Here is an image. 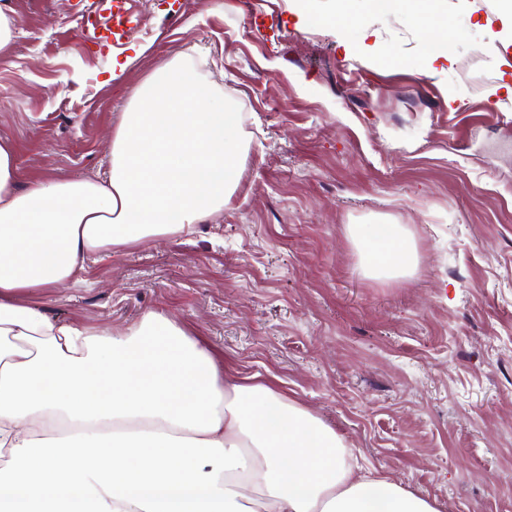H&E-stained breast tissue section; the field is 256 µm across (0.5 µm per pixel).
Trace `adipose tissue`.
Wrapping results in <instances>:
<instances>
[{"instance_id": "ef3b65f1", "label": "adipose tissue", "mask_w": 512, "mask_h": 512, "mask_svg": "<svg viewBox=\"0 0 512 512\" xmlns=\"http://www.w3.org/2000/svg\"><path fill=\"white\" fill-rule=\"evenodd\" d=\"M238 125L177 55L132 96L105 177L19 189L14 148L0 139V512H438L363 470L273 383L225 373L165 311L114 329L22 301L223 211L241 167ZM347 232L373 246L371 278L417 263L402 225Z\"/></svg>"}]
</instances>
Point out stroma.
<instances>
[{"mask_svg":"<svg viewBox=\"0 0 512 512\" xmlns=\"http://www.w3.org/2000/svg\"><path fill=\"white\" fill-rule=\"evenodd\" d=\"M6 2L19 28L0 54V138L20 187L106 174L130 97L179 53L240 113L244 149L223 212L192 234L126 248L88 282L24 301L116 328L166 310L226 372L275 383L362 467L439 512H512L505 0H447L454 37L436 71L416 5L386 19L371 0H126L134 27L115 47L79 24L99 0ZM340 8L355 20L341 37ZM116 57L132 63L112 85ZM349 224L404 225L416 272L365 277Z\"/></svg>","mask_w":512,"mask_h":512,"instance_id":"35a3bbf8","label":"stroma"}]
</instances>
